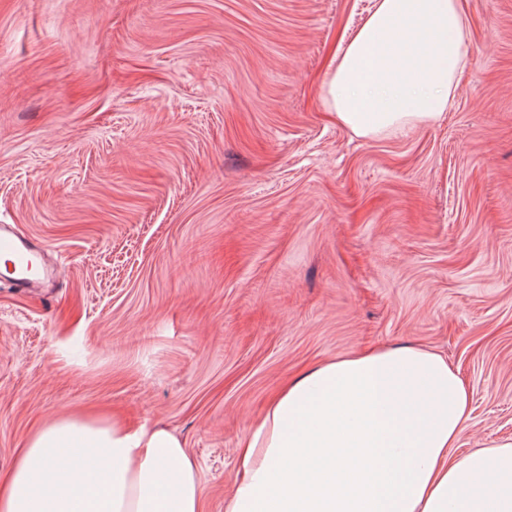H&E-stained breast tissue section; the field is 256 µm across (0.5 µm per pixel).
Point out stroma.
<instances>
[{"mask_svg":"<svg viewBox=\"0 0 512 512\" xmlns=\"http://www.w3.org/2000/svg\"><path fill=\"white\" fill-rule=\"evenodd\" d=\"M373 0H0V481L71 410L159 423L224 512L288 378L415 345L512 441V0H463L435 125L358 138L319 88ZM0 253L12 257L11 264L17 273V288L27 286L35 274L32 250L8 224L0 226Z\"/></svg>","mask_w":512,"mask_h":512,"instance_id":"obj_1","label":"stroma"}]
</instances>
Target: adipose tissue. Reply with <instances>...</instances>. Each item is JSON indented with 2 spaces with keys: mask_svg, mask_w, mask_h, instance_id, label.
I'll return each instance as SVG.
<instances>
[{
  "mask_svg": "<svg viewBox=\"0 0 512 512\" xmlns=\"http://www.w3.org/2000/svg\"><path fill=\"white\" fill-rule=\"evenodd\" d=\"M467 62L462 0H375L332 55L320 97L361 138L433 124ZM469 410L437 353L330 359L248 427L224 512H512V442L454 451ZM0 512H203L201 476L165 427L68 413L28 436Z\"/></svg>",
  "mask_w": 512,
  "mask_h": 512,
  "instance_id": "ef3b65f1",
  "label": "adipose tissue"
}]
</instances>
